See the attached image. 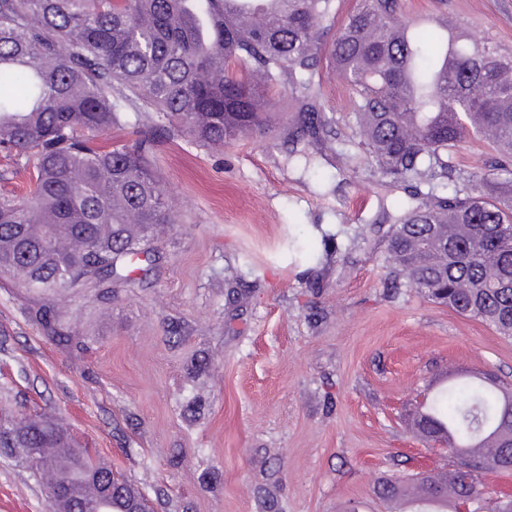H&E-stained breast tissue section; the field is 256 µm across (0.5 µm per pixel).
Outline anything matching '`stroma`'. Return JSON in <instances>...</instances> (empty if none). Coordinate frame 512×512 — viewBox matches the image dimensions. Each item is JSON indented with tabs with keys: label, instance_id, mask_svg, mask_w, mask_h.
Returning <instances> with one entry per match:
<instances>
[{
	"label": "stroma",
	"instance_id": "35a3bbf8",
	"mask_svg": "<svg viewBox=\"0 0 512 512\" xmlns=\"http://www.w3.org/2000/svg\"><path fill=\"white\" fill-rule=\"evenodd\" d=\"M402 20L452 17L512 57V0H400ZM316 133L277 110L265 136L205 148L165 139L152 164L174 223L141 288L65 293L81 350L27 318L35 297L0 277V403L52 415L118 468L154 512H400L381 480L430 465L410 398L446 376L512 383V338L411 288H386L388 236L407 183L371 167L348 85L318 71ZM461 175L499 159L473 136ZM0 512H49L18 458L0 456Z\"/></svg>",
	"mask_w": 512,
	"mask_h": 512
}]
</instances>
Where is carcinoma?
<instances>
[{"instance_id":"cac0c4a2","label":"carcinoma","mask_w":512,"mask_h":512,"mask_svg":"<svg viewBox=\"0 0 512 512\" xmlns=\"http://www.w3.org/2000/svg\"><path fill=\"white\" fill-rule=\"evenodd\" d=\"M250 0H0V181L29 173L25 194L0 190V273L49 296L90 286L104 297L141 287L156 262L154 229L171 223L167 186L149 159L176 131L222 145L271 126L267 91L283 77L303 93L309 127L325 123L310 102L325 59L354 95L357 134L385 177L429 185L390 235L394 288H415L459 315L512 337V171L455 176L448 148L480 135L512 156V58L451 23L401 22L398 0H359L330 40L334 0H266L243 23L230 9ZM250 64L247 77L234 71ZM149 128L111 149L98 138L130 120ZM451 196L433 193L444 181ZM32 321L66 345L72 332L52 301ZM512 395L475 373L425 400L423 412L467 473L380 484L387 503L447 512L491 495L486 467L512 473ZM0 448H38L31 469L49 491L100 496L112 473L40 415L0 421Z\"/></svg>"}]
</instances>
